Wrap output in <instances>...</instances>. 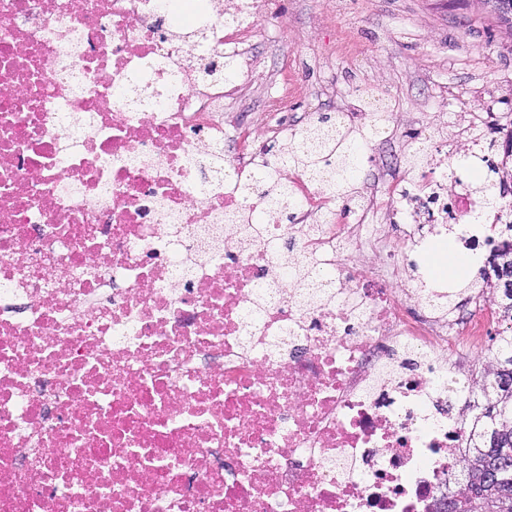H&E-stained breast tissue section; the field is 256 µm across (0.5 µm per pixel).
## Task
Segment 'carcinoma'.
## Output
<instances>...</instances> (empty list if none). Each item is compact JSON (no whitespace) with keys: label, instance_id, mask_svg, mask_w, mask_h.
<instances>
[{"label":"carcinoma","instance_id":"1","mask_svg":"<svg viewBox=\"0 0 512 512\" xmlns=\"http://www.w3.org/2000/svg\"><path fill=\"white\" fill-rule=\"evenodd\" d=\"M500 20L512 29V0H481ZM301 150L293 162L302 170L317 174L335 171L328 192L350 198L356 193L362 168L364 143L361 133L348 126H338L328 116L303 129L299 134ZM512 188V165H496L485 171L483 186L478 190L489 209L500 207L505 187ZM253 191L263 206L252 212L248 224L259 230L268 213L284 214L296 204L291 184L273 169L259 170ZM491 264L501 291L499 315L509 322L499 333V345L484 368L480 396L473 397L466 410L473 416L461 417L457 425L466 441L463 468L468 478L451 498L445 512H473L476 500H492L500 512H512V281L501 272L512 273V242L505 241L493 250Z\"/></svg>","mask_w":512,"mask_h":512}]
</instances>
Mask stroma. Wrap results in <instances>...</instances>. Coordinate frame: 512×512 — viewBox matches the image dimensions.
<instances>
[{"label": "stroma", "instance_id": "obj_1", "mask_svg": "<svg viewBox=\"0 0 512 512\" xmlns=\"http://www.w3.org/2000/svg\"><path fill=\"white\" fill-rule=\"evenodd\" d=\"M282 10L256 39L264 64L250 111L261 109L260 91L283 69L308 88L291 124L370 88L400 134L429 127L459 165L475 150L458 132L465 116L485 111L490 95L512 107V28L481 0H344L333 16L327 0H282Z\"/></svg>", "mask_w": 512, "mask_h": 512}]
</instances>
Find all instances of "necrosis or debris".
I'll use <instances>...</instances> for the list:
<instances>
[{"label":"necrosis or debris","mask_w":512,"mask_h":512,"mask_svg":"<svg viewBox=\"0 0 512 512\" xmlns=\"http://www.w3.org/2000/svg\"><path fill=\"white\" fill-rule=\"evenodd\" d=\"M280 0H0V512H427L465 443L449 394L493 316L438 311L397 256L450 224L512 222L425 137L380 120L346 203L277 158L299 204L237 219L261 114L253 39ZM201 34L190 52L173 23ZM234 76L224 80L225 66ZM297 266L329 269L300 304Z\"/></svg>","instance_id":"obj_1"}]
</instances>
